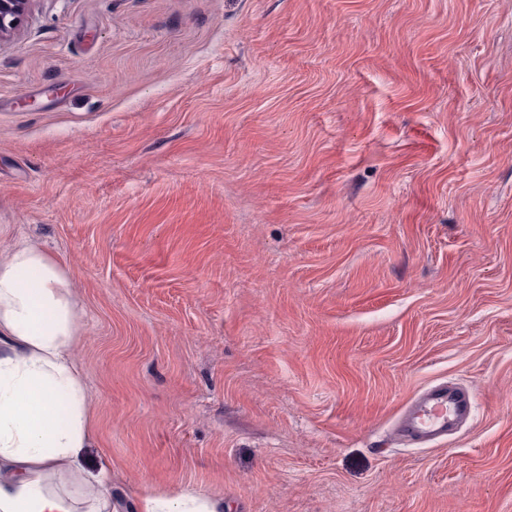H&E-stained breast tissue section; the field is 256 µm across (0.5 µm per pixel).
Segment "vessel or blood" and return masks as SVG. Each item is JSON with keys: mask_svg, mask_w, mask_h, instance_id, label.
Wrapping results in <instances>:
<instances>
[{"mask_svg": "<svg viewBox=\"0 0 512 512\" xmlns=\"http://www.w3.org/2000/svg\"><path fill=\"white\" fill-rule=\"evenodd\" d=\"M472 416L467 389L438 383L421 391L399 415L394 435L404 444L426 445L441 441Z\"/></svg>", "mask_w": 512, "mask_h": 512, "instance_id": "obj_1", "label": "vessel or blood"}]
</instances>
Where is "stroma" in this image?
Listing matches in <instances>:
<instances>
[{"mask_svg":"<svg viewBox=\"0 0 512 512\" xmlns=\"http://www.w3.org/2000/svg\"><path fill=\"white\" fill-rule=\"evenodd\" d=\"M62 262L113 496L512 512V0H35L0 251ZM470 423L391 443L421 388Z\"/></svg>","mask_w":512,"mask_h":512,"instance_id":"stroma-1","label":"stroma"}]
</instances>
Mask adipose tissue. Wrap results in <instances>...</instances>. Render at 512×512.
<instances>
[{"label": "adipose tissue", "instance_id": "ef3b65f1", "mask_svg": "<svg viewBox=\"0 0 512 512\" xmlns=\"http://www.w3.org/2000/svg\"><path fill=\"white\" fill-rule=\"evenodd\" d=\"M80 310L52 254L22 245L0 256V512H117L111 489L80 471L94 440L92 404L73 351ZM78 475L83 502L53 489ZM138 512H224L223 502L147 487L132 493Z\"/></svg>", "mask_w": 512, "mask_h": 512}]
</instances>
